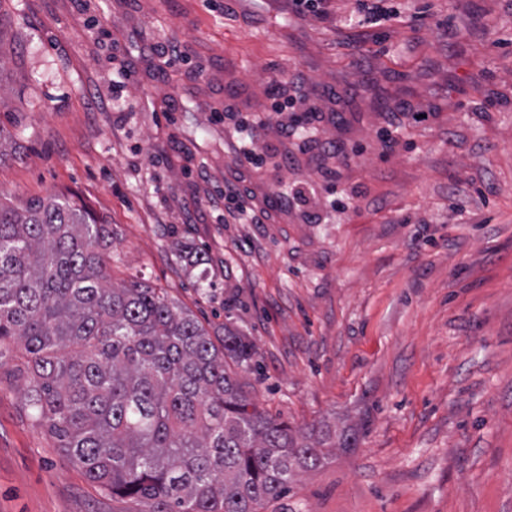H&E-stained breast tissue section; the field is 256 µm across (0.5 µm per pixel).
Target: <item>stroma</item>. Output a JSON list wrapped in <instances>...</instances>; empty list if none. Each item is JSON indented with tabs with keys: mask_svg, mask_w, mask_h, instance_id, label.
<instances>
[{
	"mask_svg": "<svg viewBox=\"0 0 512 512\" xmlns=\"http://www.w3.org/2000/svg\"><path fill=\"white\" fill-rule=\"evenodd\" d=\"M399 2L406 25L373 35L350 0L327 22L286 0H0V196L85 203L112 226L109 282L249 338L259 368L237 378L275 420L356 431L260 512H512V0ZM271 76L312 85L320 132H260L239 160ZM228 183L255 223H225ZM27 384L0 358V512H136Z\"/></svg>",
	"mask_w": 512,
	"mask_h": 512,
	"instance_id": "35a3bbf8",
	"label": "stroma"
}]
</instances>
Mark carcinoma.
I'll return each instance as SVG.
<instances>
[{
	"label": "carcinoma",
	"mask_w": 512,
	"mask_h": 512,
	"mask_svg": "<svg viewBox=\"0 0 512 512\" xmlns=\"http://www.w3.org/2000/svg\"><path fill=\"white\" fill-rule=\"evenodd\" d=\"M111 240L83 203L0 198V358L19 345L27 405L91 483L139 512H258L350 448L257 408L230 368L253 363L245 337L218 346L164 289L108 284Z\"/></svg>",
	"instance_id": "1"
}]
</instances>
